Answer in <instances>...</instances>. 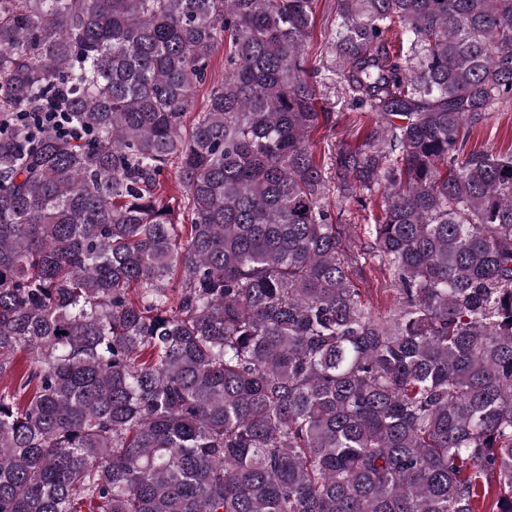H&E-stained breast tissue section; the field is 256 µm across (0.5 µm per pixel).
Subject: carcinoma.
<instances>
[{"mask_svg":"<svg viewBox=\"0 0 512 512\" xmlns=\"http://www.w3.org/2000/svg\"><path fill=\"white\" fill-rule=\"evenodd\" d=\"M313 2L0 0V512H512V0H336L363 227ZM314 19L312 37L309 42V61L311 71L315 72L314 80L322 84L323 95L319 97L318 108L325 112H334V123L320 126L311 134V148L316 162L323 168L329 178V198L335 215L341 210L340 224H373L372 216L379 213L378 203L382 201V190L376 192L372 201L368 200L366 210L359 207L352 200L341 203L337 199L336 165L328 151V145L344 143L347 147L357 148L363 140L366 126L372 122V116L360 117V110L350 109L340 100V77L336 68V53L332 48L336 32V6L335 0H317L313 5ZM339 96V100L338 97ZM369 218L370 221L365 219ZM53 101L48 100L45 105L42 106L41 112H17L19 119L21 120H30L31 123L35 125L44 123H55L59 124L63 127L62 130H67L64 125V113L63 112H55ZM467 149L493 154L512 152V108L490 112L486 120L473 127ZM367 306L377 313L384 314L394 308L396 295L391 280L380 265L378 257L367 255V266L355 279Z\"/></svg>","mask_w":512,"mask_h":512,"instance_id":"cac0c4a2","label":"carcinoma"}]
</instances>
